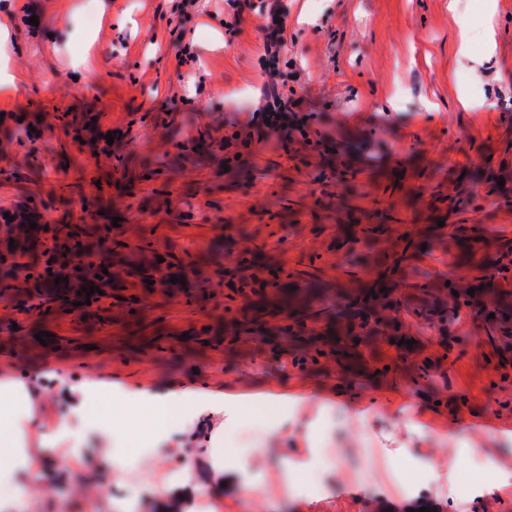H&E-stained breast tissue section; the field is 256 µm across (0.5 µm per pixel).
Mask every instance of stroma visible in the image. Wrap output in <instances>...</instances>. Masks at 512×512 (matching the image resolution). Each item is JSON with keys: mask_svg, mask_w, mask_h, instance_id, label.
<instances>
[{"mask_svg": "<svg viewBox=\"0 0 512 512\" xmlns=\"http://www.w3.org/2000/svg\"><path fill=\"white\" fill-rule=\"evenodd\" d=\"M283 2L278 94L333 142L296 132L228 160L222 144L268 80V0L239 16L200 0L182 19L168 0H112L103 16L85 0H0L25 77L0 93V211L30 204L53 224L112 228V285L92 306L0 291V387L27 404L12 445L55 459L36 483L0 474L23 488L25 512L85 501L125 512L126 492L187 448L193 467L137 512H196L203 495L222 512H512V347L500 331L466 306L443 322L405 307L401 342L372 336L345 356L317 317L404 233L430 243L397 297L423 271L471 281L512 241V0ZM76 23L97 30L92 49L70 41ZM487 29L491 41L477 40ZM186 31L205 86L193 98L175 58ZM82 52L96 77L76 91L69 63ZM21 121L35 134L20 143L9 131ZM348 224L385 231L372 246ZM455 224L480 240L472 263L448 245ZM156 254L186 288L142 286L134 271ZM230 269L280 279L241 292L226 286ZM85 381L100 393L98 425L64 435L62 419L81 422ZM128 389L208 392L237 411L170 428L158 455L129 454L124 442L153 437L155 420L121 399ZM271 397L297 402L287 424L254 410ZM220 449L233 460L219 467ZM109 454L119 468L102 469Z\"/></svg>", "mask_w": 512, "mask_h": 512, "instance_id": "35a3bbf8", "label": "stroma"}]
</instances>
